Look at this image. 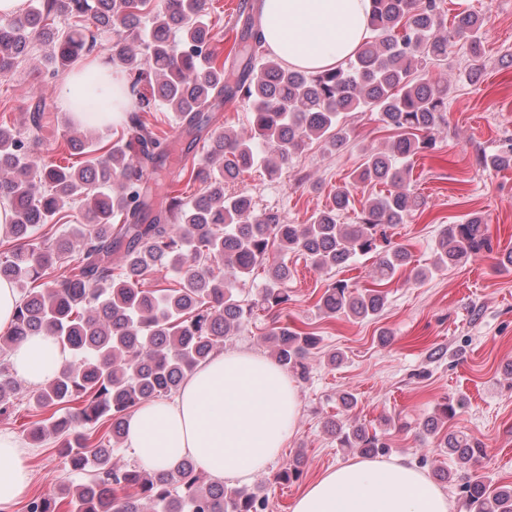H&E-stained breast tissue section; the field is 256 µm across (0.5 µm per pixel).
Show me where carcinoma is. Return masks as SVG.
I'll use <instances>...</instances> for the list:
<instances>
[{
  "label": "carcinoma",
  "instance_id": "1",
  "mask_svg": "<svg viewBox=\"0 0 512 512\" xmlns=\"http://www.w3.org/2000/svg\"><path fill=\"white\" fill-rule=\"evenodd\" d=\"M207 15V0H28L25 10L0 15L1 76L27 54L35 37L48 47L45 60L54 77L106 40L112 67L123 69L130 82L132 100L123 138L77 168L34 163L25 138L0 126V206L12 214L8 236L21 243L0 253V278L19 290L13 323L0 336V417H10L23 398L39 409H54L30 438L59 437L66 464L80 476L62 485L61 501L37 494L25 512H266V495L213 481L190 458L164 475L139 463L116 466L112 456L125 442L124 419L141 403L177 392L255 312L288 303L282 284L290 269L284 261L271 267L269 284L251 300L239 299L238 284L266 262L273 247L282 257L300 253L323 270L372 256L377 288L358 290L336 280L317 308L325 316L353 320L380 315L387 301L381 287L411 264L392 230L426 204L412 188L411 161L434 150L435 133L448 127L450 85L427 77L429 68L447 60L463 40L472 56L466 79L477 83L484 74L483 15L462 11L449 24L443 0H371L374 36L345 65L317 73L292 69L269 52L251 15L225 70L209 50ZM239 99L250 109V133L214 130L193 171L203 191L191 199L175 195L166 210L147 214L145 173L164 147L144 114L161 106L180 124L198 128L216 103ZM349 112L375 113L396 139L384 149L366 150L360 166L332 189L330 204L307 223L288 224L277 212L256 211L250 197L226 193V186L259 164L270 177L279 176L310 143L338 150L351 133L341 123ZM65 129L71 148H92L93 138L68 122ZM479 163L493 170L512 167V138ZM368 185L385 190L362 201L356 223H340L354 191ZM76 203L82 224L52 240L38 237L41 225ZM116 214L122 223L112 222ZM492 251L482 217L448 224L431 266L416 270L415 278ZM72 253L79 258L67 276L49 288L37 285L53 263ZM159 269L173 272L178 287H144ZM40 333L52 336L71 363L27 391L13 376L9 355L14 344ZM264 339L280 367L307 377L319 337L284 324ZM461 407V400L445 399L424 421L423 432L468 469L486 456L485 443L443 432V423ZM104 419L110 421L112 442L93 445L90 438ZM325 429L339 447L362 456L389 453L382 433L334 419ZM461 492L467 512H512V486L490 493L476 478Z\"/></svg>",
  "mask_w": 512,
  "mask_h": 512
}]
</instances>
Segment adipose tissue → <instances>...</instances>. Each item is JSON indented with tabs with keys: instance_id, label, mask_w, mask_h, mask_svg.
Returning <instances> with one entry per match:
<instances>
[{
	"instance_id": "obj_1",
	"label": "adipose tissue",
	"mask_w": 512,
	"mask_h": 512,
	"mask_svg": "<svg viewBox=\"0 0 512 512\" xmlns=\"http://www.w3.org/2000/svg\"><path fill=\"white\" fill-rule=\"evenodd\" d=\"M370 0H263L262 35L292 68L340 66L366 40ZM99 57L74 69L61 104L74 121L108 124L124 110V89ZM70 361L52 336L26 337L12 350L11 371L31 387ZM299 413L294 381L269 359L225 351L201 365L169 399L142 404L126 420V446L157 472L194 459L214 480H244L264 471L291 437ZM20 436L0 432V512L31 483ZM293 512H451L446 495L401 460L360 459L324 471Z\"/></svg>"
}]
</instances>
